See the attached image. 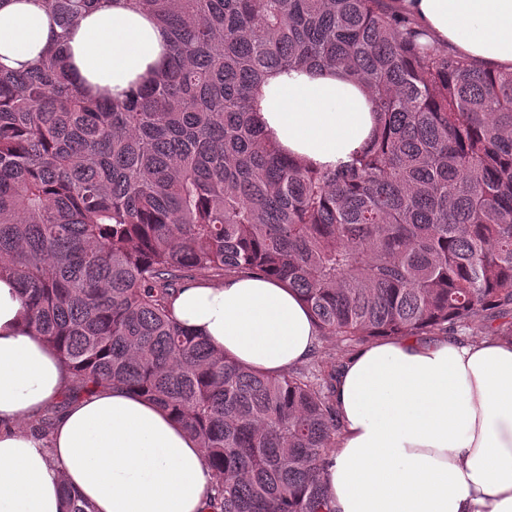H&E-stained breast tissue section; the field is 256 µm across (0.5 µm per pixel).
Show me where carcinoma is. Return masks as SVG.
<instances>
[{
    "mask_svg": "<svg viewBox=\"0 0 512 512\" xmlns=\"http://www.w3.org/2000/svg\"><path fill=\"white\" fill-rule=\"evenodd\" d=\"M59 38L100 0H40ZM170 33L164 71L83 94L54 49L0 70V279L71 392L121 385L174 413L217 481L208 512H332L336 364L269 377L178 325L194 274H264L327 342L488 320L512 339V71L429 42L383 0H131ZM346 69L379 132L333 170L254 118L269 73ZM65 512H93L69 487Z\"/></svg>",
    "mask_w": 512,
    "mask_h": 512,
    "instance_id": "cac0c4a2",
    "label": "carcinoma"
}]
</instances>
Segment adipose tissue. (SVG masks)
<instances>
[{"instance_id":"1","label":"adipose tissue","mask_w":512,"mask_h":512,"mask_svg":"<svg viewBox=\"0 0 512 512\" xmlns=\"http://www.w3.org/2000/svg\"><path fill=\"white\" fill-rule=\"evenodd\" d=\"M441 48L512 71V0H392ZM92 94L121 95L161 70L167 30L128 0H102L60 37L38 0H0V68L51 45ZM258 124L283 153L323 169L369 143L366 86L342 69L276 74L255 93ZM170 312L241 366L279 375L315 351L294 290L232 276L176 293ZM73 376L33 335L14 281L0 279V512H63L62 485L94 512H205L217 477L199 444L156 403L108 385L70 401L47 433L30 423ZM341 433L323 480L333 512H512V341L380 338L335 386Z\"/></svg>"}]
</instances>
